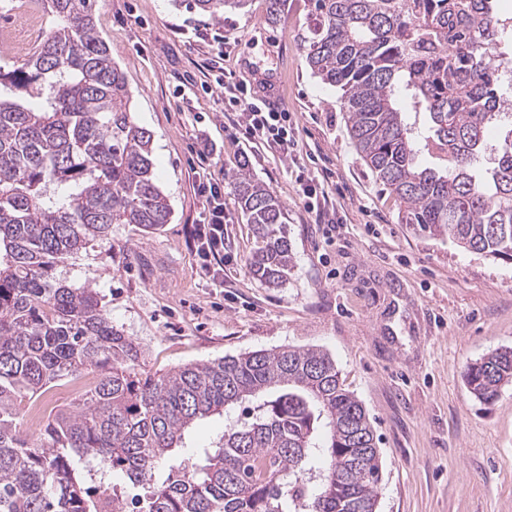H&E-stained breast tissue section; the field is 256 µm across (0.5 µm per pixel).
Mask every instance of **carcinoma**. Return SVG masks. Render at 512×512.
<instances>
[{"label":"carcinoma","mask_w":512,"mask_h":512,"mask_svg":"<svg viewBox=\"0 0 512 512\" xmlns=\"http://www.w3.org/2000/svg\"><path fill=\"white\" fill-rule=\"evenodd\" d=\"M192 2L218 17L250 0ZM93 4L44 0L46 38L0 65V512H376L377 439L327 351L288 345L150 374L98 293L54 278L56 261L112 225L155 230L171 215ZM314 11L307 64L340 92L350 139L405 223L512 259V82L489 59L507 29L491 0H314ZM236 194L257 236L250 270L278 287L291 271L283 209L247 174ZM85 372L94 384L33 444L18 399ZM464 381L495 400L512 348L467 365ZM237 408L245 418L229 416ZM223 414L216 441L182 452L195 421ZM116 472L145 493L103 499L87 485Z\"/></svg>","instance_id":"obj_1"}]
</instances>
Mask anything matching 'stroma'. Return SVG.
<instances>
[{
    "label": "stroma",
    "mask_w": 512,
    "mask_h": 512,
    "mask_svg": "<svg viewBox=\"0 0 512 512\" xmlns=\"http://www.w3.org/2000/svg\"><path fill=\"white\" fill-rule=\"evenodd\" d=\"M113 61L131 91V116L152 133L156 181L169 224L148 233L116 224L108 239L57 261L53 275L93 287L114 327L135 340L145 371L280 346H320L365 405L382 460L378 512H512V384L492 402L467 390V364L512 347V260L427 238L404 224L395 196L354 149L334 87L314 77L303 50L311 0H266L213 19L187 0H96ZM223 30L216 45L187 29ZM224 56L234 81L288 111V154L245 142L207 64ZM217 151L196 158L199 140ZM323 188L310 208L298 168ZM248 169L282 204L291 247L288 280L272 288L250 273L257 246L234 184ZM224 188L231 258L217 288L191 254L199 182ZM71 379L33 401L22 421L40 443L50 415L80 398Z\"/></svg>",
    "instance_id": "stroma-1"
}]
</instances>
